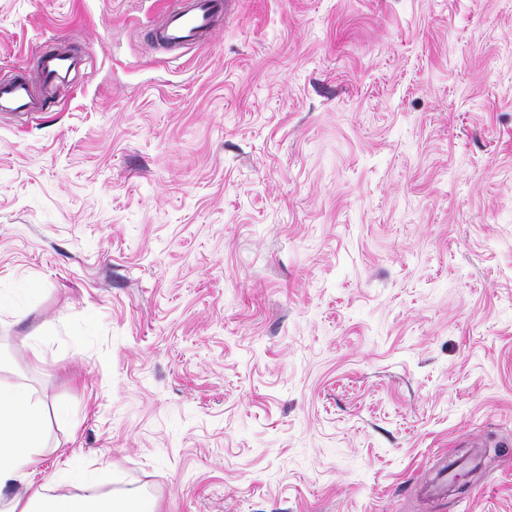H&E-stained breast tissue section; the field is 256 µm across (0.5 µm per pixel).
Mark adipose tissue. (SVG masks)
I'll return each mask as SVG.
<instances>
[{
	"instance_id": "ef3b65f1",
	"label": "adipose tissue",
	"mask_w": 512,
	"mask_h": 512,
	"mask_svg": "<svg viewBox=\"0 0 512 512\" xmlns=\"http://www.w3.org/2000/svg\"><path fill=\"white\" fill-rule=\"evenodd\" d=\"M52 418L33 404L27 393L0 379V512H158L156 500L139 495L102 496L94 477L81 485L79 498L47 495L44 486L30 480L40 465L38 449L43 445ZM11 496H4V489Z\"/></svg>"
}]
</instances>
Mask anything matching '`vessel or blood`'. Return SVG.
<instances>
[{
	"mask_svg": "<svg viewBox=\"0 0 512 512\" xmlns=\"http://www.w3.org/2000/svg\"><path fill=\"white\" fill-rule=\"evenodd\" d=\"M234 0H186L180 8H170L164 13L156 39L169 48L205 43L215 29L223 24L231 13ZM79 57L43 51L38 54L35 67L46 86L52 87L79 68ZM45 104L38 98L25 73L9 80L0 81V109L11 112H37Z\"/></svg>",
	"mask_w": 512,
	"mask_h": 512,
	"instance_id": "1",
	"label": "vessel or blood"
}]
</instances>
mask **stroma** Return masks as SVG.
I'll use <instances>...</instances> for the list:
<instances>
[{
    "label": "stroma",
    "instance_id": "1",
    "mask_svg": "<svg viewBox=\"0 0 512 512\" xmlns=\"http://www.w3.org/2000/svg\"><path fill=\"white\" fill-rule=\"evenodd\" d=\"M0 0V361L161 512H512V0ZM37 342L32 359L27 343ZM235 0H187L180 8L164 13L156 39L167 48L205 43L215 29L231 14ZM81 65V58L45 50L37 55L34 67L40 72L47 87H54ZM47 98H38L25 73L18 72L9 80L0 81V109L11 112H39Z\"/></svg>",
    "mask_w": 512,
    "mask_h": 512
}]
</instances>
